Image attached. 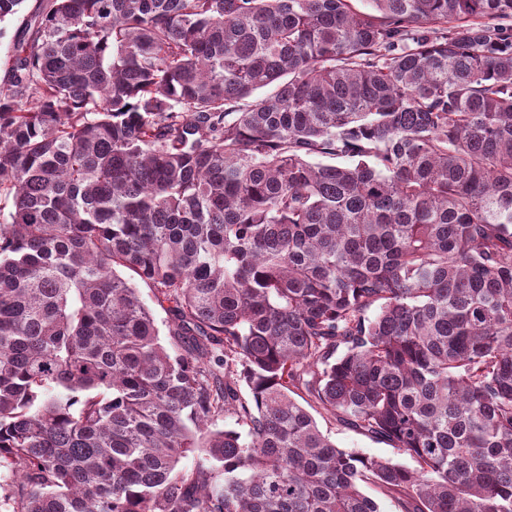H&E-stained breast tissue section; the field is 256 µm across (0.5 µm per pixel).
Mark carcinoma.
Returning a JSON list of instances; mask_svg holds the SVG:
<instances>
[{"instance_id": "carcinoma-1", "label": "carcinoma", "mask_w": 512, "mask_h": 512, "mask_svg": "<svg viewBox=\"0 0 512 512\" xmlns=\"http://www.w3.org/2000/svg\"><path fill=\"white\" fill-rule=\"evenodd\" d=\"M370 5L46 0L13 44V512H512V0ZM121 275L126 279H131V282L135 283L137 288H139V294L145 304L151 309L157 328L159 329L161 342L167 347L170 346V336L168 332V320L169 314L163 307L157 304L154 298L152 288L146 286L143 282H141L136 276H133L132 272L127 270L121 271ZM309 410L315 416L322 431L329 435L330 439L338 448L357 450L370 456L389 459L393 462L413 467L414 463L409 456L400 453L395 448H392V446L387 442L371 440L357 434L353 430L340 424L338 421L327 417L325 414H319V412H316L311 408H309Z\"/></svg>"}]
</instances>
